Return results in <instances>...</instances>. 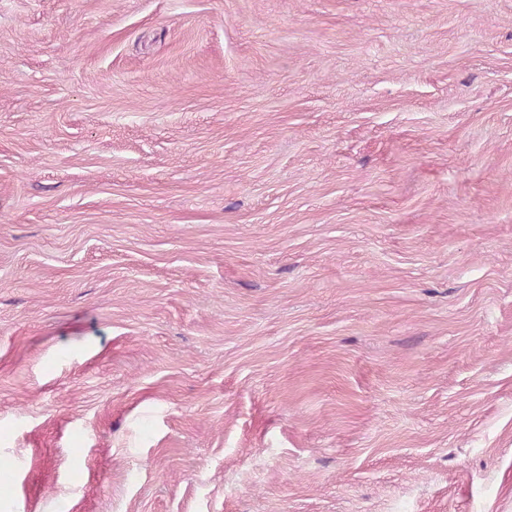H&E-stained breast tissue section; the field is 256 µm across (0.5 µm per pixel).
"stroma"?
Returning a JSON list of instances; mask_svg holds the SVG:
<instances>
[{
    "instance_id": "obj_1",
    "label": "stroma",
    "mask_w": 512,
    "mask_h": 512,
    "mask_svg": "<svg viewBox=\"0 0 512 512\" xmlns=\"http://www.w3.org/2000/svg\"><path fill=\"white\" fill-rule=\"evenodd\" d=\"M0 512H512V0H0Z\"/></svg>"
}]
</instances>
